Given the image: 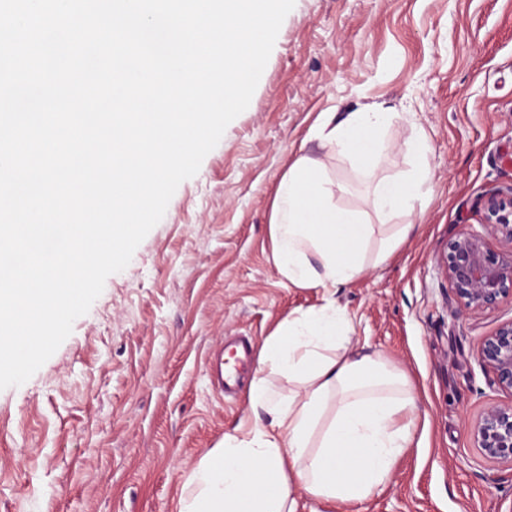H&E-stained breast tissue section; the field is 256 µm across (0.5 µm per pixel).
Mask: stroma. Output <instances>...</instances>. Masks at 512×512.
<instances>
[{
	"label": "stroma",
	"instance_id": "1",
	"mask_svg": "<svg viewBox=\"0 0 512 512\" xmlns=\"http://www.w3.org/2000/svg\"><path fill=\"white\" fill-rule=\"evenodd\" d=\"M372 105L396 115L378 176L431 175L423 204L385 221L359 166L307 137L320 113ZM300 154L341 185L339 205L368 211V257L418 227L336 295L353 345L407 372L418 411L383 491L336 505L304 493L299 512H512V467L468 429L512 397L476 358L512 299L452 320L443 271L451 238L484 232V197L512 188V0H295L248 108L57 351L0 390V512H177L201 458L251 413L247 387L218 392L211 353L236 336L261 348L323 303L279 273L269 236Z\"/></svg>",
	"mask_w": 512,
	"mask_h": 512
}]
</instances>
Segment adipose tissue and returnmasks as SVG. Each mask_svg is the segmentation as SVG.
Here are the masks:
<instances>
[{
  "label": "adipose tissue",
  "instance_id": "1",
  "mask_svg": "<svg viewBox=\"0 0 512 512\" xmlns=\"http://www.w3.org/2000/svg\"><path fill=\"white\" fill-rule=\"evenodd\" d=\"M395 119L380 107L322 113L310 130L324 148L356 162L373 187V206L390 218L426 195L428 171L378 177L380 138ZM324 168L296 157L275 193L270 238L275 264L296 287L333 290L367 271L374 234L368 214L336 203ZM259 368L288 382L287 396L254 377L257 416L208 452L190 477L179 512H298L300 493L333 503L382 491L409 444L416 398L403 371L351 344L349 319L335 298L288 317L265 340Z\"/></svg>",
  "mask_w": 512,
  "mask_h": 512
}]
</instances>
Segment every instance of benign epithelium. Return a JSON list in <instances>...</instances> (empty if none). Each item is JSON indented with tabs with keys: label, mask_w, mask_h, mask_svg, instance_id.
<instances>
[{
	"label": "benign epithelium",
	"mask_w": 512,
	"mask_h": 512,
	"mask_svg": "<svg viewBox=\"0 0 512 512\" xmlns=\"http://www.w3.org/2000/svg\"><path fill=\"white\" fill-rule=\"evenodd\" d=\"M482 224L487 235L463 229L448 241L443 269L455 299L454 318L491 310L512 297V191L485 197ZM488 235L499 240V249L489 247ZM476 356L493 372L498 386L512 393V320L485 337ZM470 434L487 457L512 466V400L487 405L471 422Z\"/></svg>",
	"instance_id": "1"
}]
</instances>
